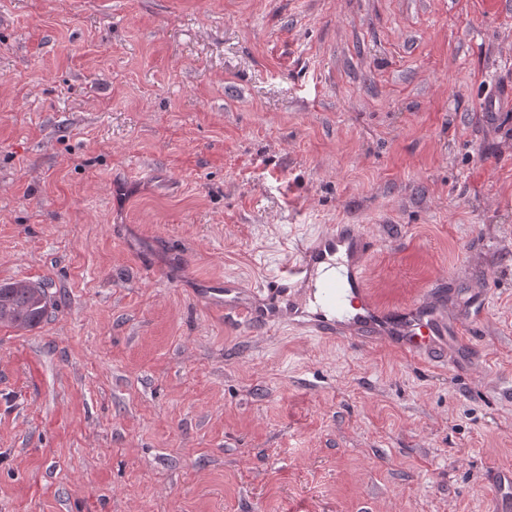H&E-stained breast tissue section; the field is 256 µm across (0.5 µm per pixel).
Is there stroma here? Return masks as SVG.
<instances>
[{
	"mask_svg": "<svg viewBox=\"0 0 512 512\" xmlns=\"http://www.w3.org/2000/svg\"><path fill=\"white\" fill-rule=\"evenodd\" d=\"M508 88L512 0H0V512H512ZM330 224L471 335L199 297ZM47 288L24 282L0 285V324L18 329L39 325L48 313Z\"/></svg>",
	"mask_w": 512,
	"mask_h": 512,
	"instance_id": "obj_1",
	"label": "stroma"
}]
</instances>
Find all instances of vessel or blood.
Masks as SVG:
<instances>
[{"mask_svg":"<svg viewBox=\"0 0 512 512\" xmlns=\"http://www.w3.org/2000/svg\"><path fill=\"white\" fill-rule=\"evenodd\" d=\"M376 243L355 224H336L300 238L288 247L277 270L245 289L234 280L208 281L202 288L206 302L246 324L271 328L283 319L280 298L289 288L309 283L319 265L346 262L348 273L328 283L323 310L308 314L311 335L343 339L395 340L416 360L437 358L447 334L465 335L466 320L448 322L439 302L420 301L385 308L370 296L365 281L367 261Z\"/></svg>","mask_w":512,"mask_h":512,"instance_id":"obj_1","label":"vessel or blood"}]
</instances>
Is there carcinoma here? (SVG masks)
Returning a JSON list of instances; mask_svg holds the SVG:
<instances>
[{"label": "carcinoma", "mask_w": 512, "mask_h": 512, "mask_svg": "<svg viewBox=\"0 0 512 512\" xmlns=\"http://www.w3.org/2000/svg\"><path fill=\"white\" fill-rule=\"evenodd\" d=\"M47 288L24 282L0 285V324L18 329L39 325L48 313Z\"/></svg>", "instance_id": "carcinoma-1"}]
</instances>
